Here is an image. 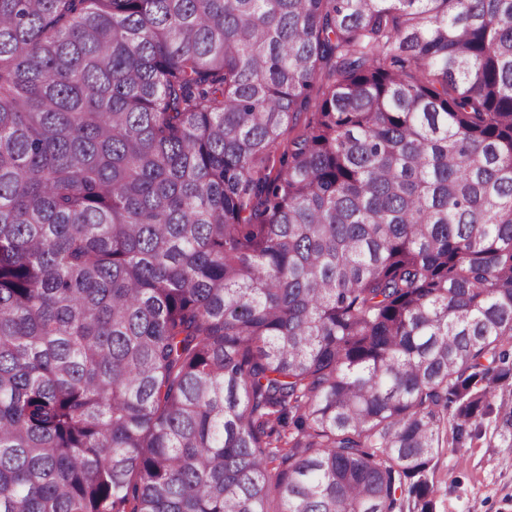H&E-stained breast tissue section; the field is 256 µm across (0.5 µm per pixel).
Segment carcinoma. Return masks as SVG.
<instances>
[{
	"instance_id": "obj_1",
	"label": "carcinoma",
	"mask_w": 512,
	"mask_h": 512,
	"mask_svg": "<svg viewBox=\"0 0 512 512\" xmlns=\"http://www.w3.org/2000/svg\"><path fill=\"white\" fill-rule=\"evenodd\" d=\"M510 344L512 0H0V512H433Z\"/></svg>"
}]
</instances>
